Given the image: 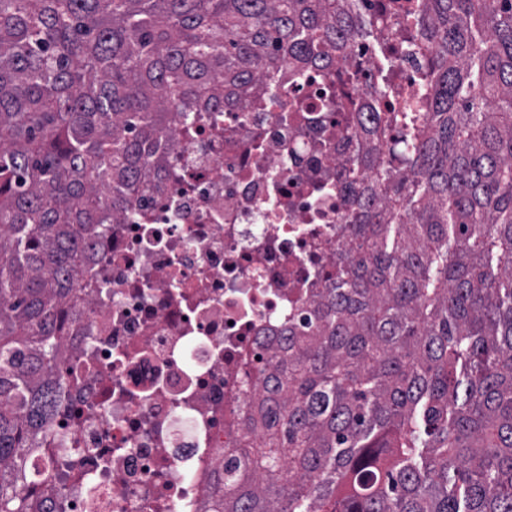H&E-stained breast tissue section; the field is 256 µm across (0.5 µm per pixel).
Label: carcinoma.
Segmentation results:
<instances>
[{"label":"carcinoma","instance_id":"cac0c4a2","mask_svg":"<svg viewBox=\"0 0 512 512\" xmlns=\"http://www.w3.org/2000/svg\"><path fill=\"white\" fill-rule=\"evenodd\" d=\"M428 111L354 193L336 287L251 391L213 512H512V0H425ZM367 32L355 0H0V512L49 428L87 252L172 148L294 54Z\"/></svg>","mask_w":512,"mask_h":512}]
</instances>
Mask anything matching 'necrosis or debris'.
Returning a JSON list of instances; mask_svg holds the SVG:
<instances>
[{"instance_id": "obj_1", "label": "necrosis or debris", "mask_w": 512, "mask_h": 512, "mask_svg": "<svg viewBox=\"0 0 512 512\" xmlns=\"http://www.w3.org/2000/svg\"><path fill=\"white\" fill-rule=\"evenodd\" d=\"M423 0H362L371 26L343 62H280L271 89L186 112L175 147L95 239L66 326L50 430L28 470L51 512H206L274 348L330 287L346 239L361 122L400 145L424 99ZM306 104L303 112L293 103Z\"/></svg>"}]
</instances>
